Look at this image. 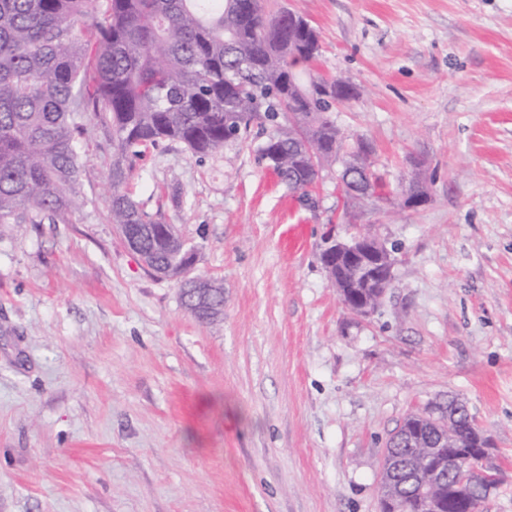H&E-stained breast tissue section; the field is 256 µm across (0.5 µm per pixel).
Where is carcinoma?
Instances as JSON below:
<instances>
[{
  "instance_id": "cac0c4a2",
  "label": "carcinoma",
  "mask_w": 512,
  "mask_h": 512,
  "mask_svg": "<svg viewBox=\"0 0 512 512\" xmlns=\"http://www.w3.org/2000/svg\"><path fill=\"white\" fill-rule=\"evenodd\" d=\"M319 44L314 28L294 25L286 7L270 12L261 0H0V224L66 223L83 203L86 123L112 135L109 211L117 229L152 224L142 239L155 264L167 267L180 244L158 215L127 191L130 160L165 140L198 158L239 140L251 124L266 130L261 158L291 188L308 185L311 163L345 164L370 142L345 147L336 102L291 93L296 65L316 57L300 45ZM401 431L432 439L444 426L409 414ZM454 430L473 441L461 413ZM425 448L398 444L385 455L400 473H380L399 498L381 499L382 512H426L427 497L407 482ZM481 473L438 490L448 512H466L477 499Z\"/></svg>"
}]
</instances>
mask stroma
Wrapping results in <instances>:
<instances>
[{"mask_svg":"<svg viewBox=\"0 0 512 512\" xmlns=\"http://www.w3.org/2000/svg\"><path fill=\"white\" fill-rule=\"evenodd\" d=\"M279 1L359 91L347 141L390 190L421 159L430 202L343 209L333 168L300 202L255 124L202 161L161 142L130 186L223 285L202 323L112 224L92 126L69 223L0 224V512H380L389 437L452 396L502 473L481 512H512V0ZM354 224L398 248L366 317L319 259Z\"/></svg>","mask_w":512,"mask_h":512,"instance_id":"stroma-1","label":"stroma"}]
</instances>
